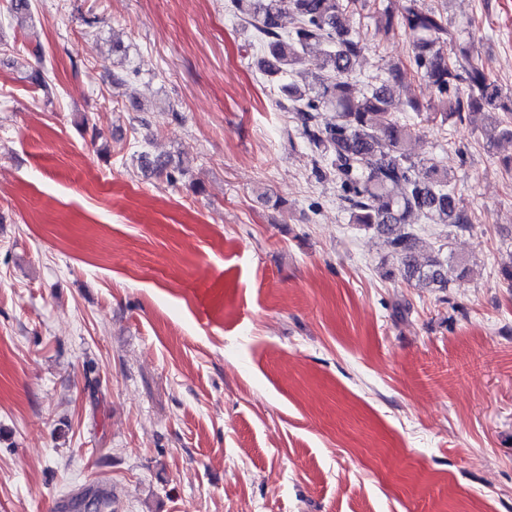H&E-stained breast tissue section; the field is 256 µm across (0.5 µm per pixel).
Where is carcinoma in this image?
Masks as SVG:
<instances>
[{
    "mask_svg": "<svg viewBox=\"0 0 512 512\" xmlns=\"http://www.w3.org/2000/svg\"><path fill=\"white\" fill-rule=\"evenodd\" d=\"M233 2L264 51L259 64L269 75L286 78L304 65L312 50L322 49L321 73L314 76L311 88L301 92L289 83L281 85L297 126L320 159L315 174L335 181L352 223L386 237L406 281L417 288H447L454 266L439 253L420 256L417 235L406 226L416 216L463 231L471 227L472 216L455 196L448 169L436 161L417 162L409 151L401 117L392 107L401 65L388 67L379 84L355 94L356 67L370 46L350 23L357 8H365L369 0ZM286 13L297 19L292 32L282 30ZM380 17L375 34L387 36L400 29L412 44L410 64L433 90L426 109L410 102L413 111L444 122L462 121L481 111L486 123L480 130L489 145L512 142V108L503 102L502 87L488 78L473 42L451 25L444 9L406 0L399 24L393 23L388 9ZM325 110L336 113L335 123H320L319 114ZM152 167L171 182L183 174L161 158Z\"/></svg>",
    "mask_w": 512,
    "mask_h": 512,
    "instance_id": "carcinoma-1",
    "label": "carcinoma"
}]
</instances>
